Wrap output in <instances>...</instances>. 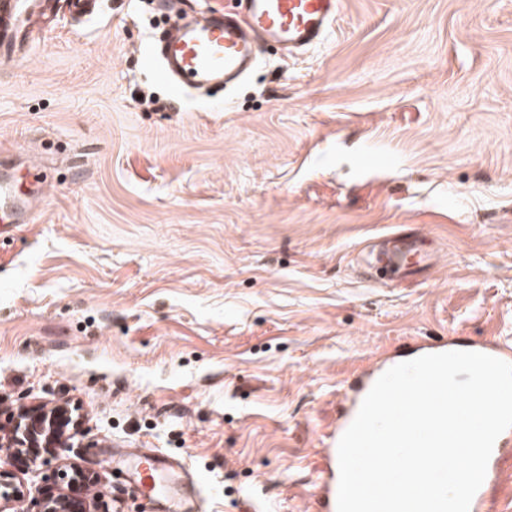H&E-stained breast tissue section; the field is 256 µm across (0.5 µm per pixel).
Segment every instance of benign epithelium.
<instances>
[{"label": "benign epithelium", "instance_id": "benign-epithelium-1", "mask_svg": "<svg viewBox=\"0 0 512 512\" xmlns=\"http://www.w3.org/2000/svg\"><path fill=\"white\" fill-rule=\"evenodd\" d=\"M85 434L82 419L72 417L66 404L38 402L22 406L10 415L7 424L0 425V439L9 447L37 448L39 454L46 455L44 459L31 458L34 463L58 458L74 438ZM11 479V471L0 469V512H12L11 503L20 496L18 486ZM32 507L36 512H91L90 503L71 486L66 493L51 488L41 490L39 497L32 499Z\"/></svg>", "mask_w": 512, "mask_h": 512}]
</instances>
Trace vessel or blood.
Listing matches in <instances>:
<instances>
[{
    "instance_id": "1",
    "label": "vessel or blood",
    "mask_w": 512,
    "mask_h": 512,
    "mask_svg": "<svg viewBox=\"0 0 512 512\" xmlns=\"http://www.w3.org/2000/svg\"><path fill=\"white\" fill-rule=\"evenodd\" d=\"M341 0H244L246 20L236 13L214 11L203 23H178L174 32L162 36L150 51L161 75L177 88L224 84L239 77L259 56L265 45L285 49L313 48L322 44L336 19ZM51 0H0V66L27 60L25 40L34 23L52 10ZM33 207L14 172L0 170V234L30 223ZM375 263L390 273L392 280L405 282L433 266L435 253L426 236L410 229L384 237ZM471 351L512 363V346L496 336L472 342ZM404 357L393 354L363 366L356 385L341 399L346 412L326 436L324 476L317 487L321 512H337L339 482L338 442L356 417L366 394L376 380ZM485 480L475 494L470 512H502L503 472L508 461L501 455L503 440H496ZM132 472L137 488L145 496L158 494L163 476L174 475L171 464L150 452H138Z\"/></svg>"
}]
</instances>
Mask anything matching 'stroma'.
<instances>
[{
    "label": "stroma",
    "instance_id": "35a3bbf8",
    "mask_svg": "<svg viewBox=\"0 0 512 512\" xmlns=\"http://www.w3.org/2000/svg\"><path fill=\"white\" fill-rule=\"evenodd\" d=\"M68 0L0 66V154L34 221L0 237V403L78 405L75 464L108 512H160L112 455L193 472L197 512H313L357 367L418 338L512 341V0H343L325 42L176 92L141 0ZM419 225V282L366 275Z\"/></svg>",
    "mask_w": 512,
    "mask_h": 512
}]
</instances>
